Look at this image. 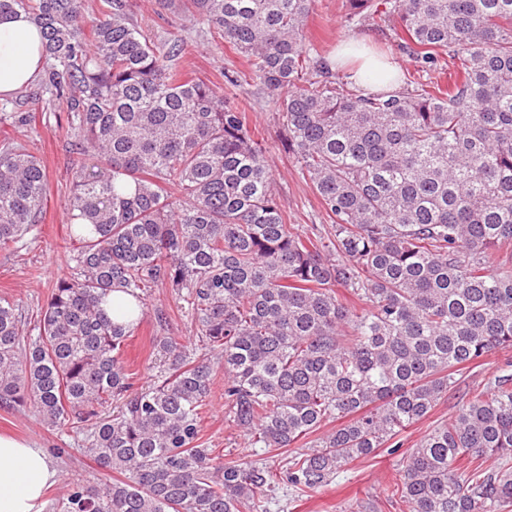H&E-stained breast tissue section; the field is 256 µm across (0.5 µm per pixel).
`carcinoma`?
<instances>
[{
  "mask_svg": "<svg viewBox=\"0 0 512 512\" xmlns=\"http://www.w3.org/2000/svg\"><path fill=\"white\" fill-rule=\"evenodd\" d=\"M348 3L350 23H396L421 68L447 56L448 89H344L307 37L312 0L184 4L276 98L324 233L286 223L246 109L185 77L184 43L148 36L131 0L94 17L84 0H0L43 31L40 88L67 112L79 242L33 328L0 298V408L82 435V453L118 474L72 485L59 512H269L280 486L319 492L512 350V0ZM33 119L0 98V123ZM47 190L40 159L3 140L0 249L34 229ZM158 285L195 342L152 311L163 373L138 386L124 345ZM218 369L249 459L201 443ZM387 496L408 512L512 506V377L403 453Z\"/></svg>",
  "mask_w": 512,
  "mask_h": 512,
  "instance_id": "cac0c4a2",
  "label": "carcinoma"
}]
</instances>
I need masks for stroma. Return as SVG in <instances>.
Returning a JSON list of instances; mask_svg holds the SVG:
<instances>
[{"instance_id": "35a3bbf8", "label": "stroma", "mask_w": 512, "mask_h": 512, "mask_svg": "<svg viewBox=\"0 0 512 512\" xmlns=\"http://www.w3.org/2000/svg\"><path fill=\"white\" fill-rule=\"evenodd\" d=\"M132 3V18L146 33L161 40L176 36L193 43V53L180 61L186 71L194 77L222 84L225 103L248 106L254 137L273 169L274 189L289 223L302 231L314 225L328 228L330 221L316 193L282 147L284 128L278 106L253 77L247 59L229 47L217 32L204 25L187 23L176 11L165 8L161 0H132ZM348 11L347 0H314L307 32L324 56H331L339 45L352 39L368 37L377 48L387 52L399 73L408 74L413 83L447 82V70L419 71L411 57L395 50L388 27L349 24ZM40 93L39 83L34 82L13 95L21 111L35 114L30 126L14 129L0 125V139L10 137L26 145L42 161L48 176L47 198L37 228L16 245L0 249V298L14 300L26 320L35 318L46 304L57 280L70 275L71 258L77 248L68 237L67 200L74 170L65 150L67 114L58 107L36 108L34 98ZM156 333L153 318H145L124 349L129 370L136 372L137 382L143 386L157 380L161 371L153 354ZM509 362L512 363V351L499 352L472 369L464 388L450 393L427 418L402 432L400 439L405 447H412L434 427L447 422L467 401L468 390L486 387L495 376L501 375ZM209 402L202 433L206 447L227 462L249 455L239 428L224 409L223 372L215 374ZM0 433L31 440L49 453L61 474L59 482L47 493L49 505H56L71 483L102 474L96 463L80 453V437L52 430L31 411L0 409ZM397 461V455L378 449L373 455L354 461L335 482L318 493L298 496L279 492L271 512H407L405 504L392 502L386 496L388 485L397 475Z\"/></svg>"}]
</instances>
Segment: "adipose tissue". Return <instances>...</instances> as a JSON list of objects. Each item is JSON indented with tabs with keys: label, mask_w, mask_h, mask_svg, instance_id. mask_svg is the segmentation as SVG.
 <instances>
[{
	"label": "adipose tissue",
	"mask_w": 512,
	"mask_h": 512,
	"mask_svg": "<svg viewBox=\"0 0 512 512\" xmlns=\"http://www.w3.org/2000/svg\"><path fill=\"white\" fill-rule=\"evenodd\" d=\"M44 62L39 27L24 13L0 15V95L9 96L35 81ZM337 66L350 67L354 79L370 72L381 73L378 88H394L396 66L353 45L336 56ZM60 473L35 443L0 435V512H46L45 493Z\"/></svg>",
	"instance_id": "ef3b65f1"
}]
</instances>
